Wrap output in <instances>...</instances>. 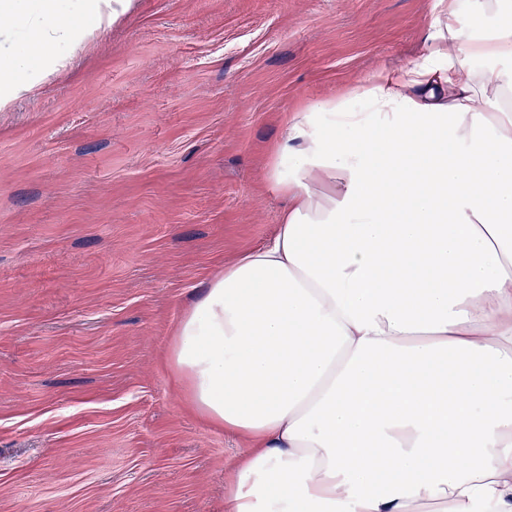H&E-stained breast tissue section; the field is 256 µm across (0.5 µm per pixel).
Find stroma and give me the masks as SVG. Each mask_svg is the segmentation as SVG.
Listing matches in <instances>:
<instances>
[{
	"label": "stroma",
	"instance_id": "35a3bbf8",
	"mask_svg": "<svg viewBox=\"0 0 512 512\" xmlns=\"http://www.w3.org/2000/svg\"><path fill=\"white\" fill-rule=\"evenodd\" d=\"M439 0H134L0 111V512H224L250 444L168 351L272 239L294 111L411 61Z\"/></svg>",
	"mask_w": 512,
	"mask_h": 512
}]
</instances>
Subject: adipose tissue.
Returning a JSON list of instances; mask_svg holds the SVG:
<instances>
[{
    "label": "adipose tissue",
    "mask_w": 512,
    "mask_h": 512,
    "mask_svg": "<svg viewBox=\"0 0 512 512\" xmlns=\"http://www.w3.org/2000/svg\"><path fill=\"white\" fill-rule=\"evenodd\" d=\"M53 9L0 0L43 40L93 36ZM353 93L365 111L289 121L273 239L176 329L194 406L252 443L224 510L512 512V0H446L421 53Z\"/></svg>",
    "instance_id": "ef3b65f1"
}]
</instances>
